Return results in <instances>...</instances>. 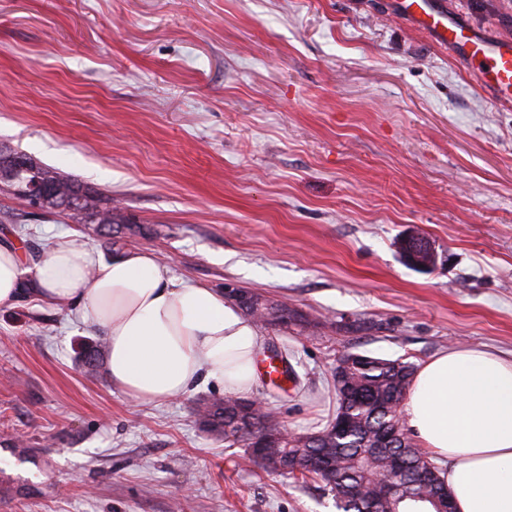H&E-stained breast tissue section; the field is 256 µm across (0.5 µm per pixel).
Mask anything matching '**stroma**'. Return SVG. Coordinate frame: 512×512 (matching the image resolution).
I'll use <instances>...</instances> for the list:
<instances>
[{"label": "stroma", "instance_id": "1", "mask_svg": "<svg viewBox=\"0 0 512 512\" xmlns=\"http://www.w3.org/2000/svg\"><path fill=\"white\" fill-rule=\"evenodd\" d=\"M512 39V0H446ZM393 0H0V144L111 197L119 247L0 189L27 263L75 232L103 257L153 251L175 277L287 306L258 322L295 381L252 398L296 435L336 416L344 353L421 364L512 355V104ZM431 242L430 269L398 242ZM100 330L26 298L0 311V512H336L195 412L113 392Z\"/></svg>", "mask_w": 512, "mask_h": 512}]
</instances>
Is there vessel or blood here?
<instances>
[{
    "instance_id": "obj_1",
    "label": "vessel or blood",
    "mask_w": 512,
    "mask_h": 512,
    "mask_svg": "<svg viewBox=\"0 0 512 512\" xmlns=\"http://www.w3.org/2000/svg\"><path fill=\"white\" fill-rule=\"evenodd\" d=\"M403 17L439 43L454 49L479 82L504 101H512V40L479 36L466 19L433 8L428 0H396Z\"/></svg>"
}]
</instances>
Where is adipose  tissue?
<instances>
[{"mask_svg":"<svg viewBox=\"0 0 512 512\" xmlns=\"http://www.w3.org/2000/svg\"><path fill=\"white\" fill-rule=\"evenodd\" d=\"M29 292L102 330L112 387L137 404L255 385L254 320L223 293L176 280L152 252L106 260L63 233L30 265L20 240L0 241V310ZM403 418L439 464L455 512H512V357L474 347L435 355L415 372Z\"/></svg>","mask_w":512,"mask_h":512,"instance_id":"adipose-tissue-1","label":"adipose tissue"}]
</instances>
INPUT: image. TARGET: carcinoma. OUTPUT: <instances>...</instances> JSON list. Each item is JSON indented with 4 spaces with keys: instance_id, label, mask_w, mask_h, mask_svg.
<instances>
[{
    "instance_id": "carcinoma-1",
    "label": "carcinoma",
    "mask_w": 512,
    "mask_h": 512,
    "mask_svg": "<svg viewBox=\"0 0 512 512\" xmlns=\"http://www.w3.org/2000/svg\"><path fill=\"white\" fill-rule=\"evenodd\" d=\"M31 163L30 178L50 183L59 194H86L79 210L68 214L74 223L108 224L109 232H121L122 220L111 199L84 189L54 168L34 159ZM336 368L342 370L341 381L334 382L336 417L320 431L316 445L322 467H294L304 448L300 436L279 437L259 453L252 449L253 439L263 431H280L273 410L266 405L251 410L249 424L240 422L236 398L231 396L199 403L198 416L214 436L234 443L245 441L254 459L262 453L278 459L284 473L297 469L301 478L321 481L333 493L339 512H363L372 503L377 512H437L439 502L449 498L448 490L427 453L399 429L413 366L399 359L350 353L338 360ZM396 466L403 470L398 490L385 500L379 477Z\"/></svg>"
}]
</instances>
